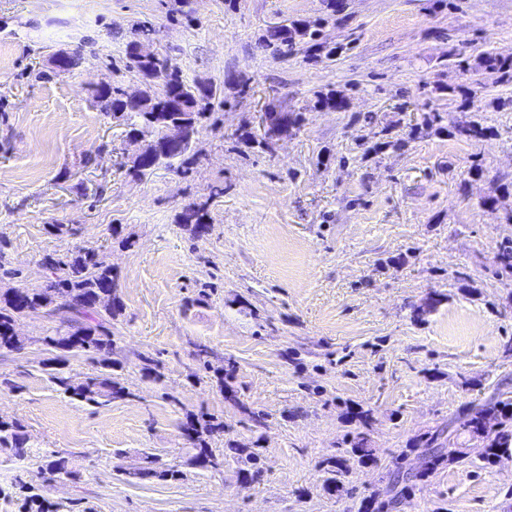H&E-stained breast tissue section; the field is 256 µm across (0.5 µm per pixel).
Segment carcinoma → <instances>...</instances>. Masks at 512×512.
I'll return each instance as SVG.
<instances>
[{
    "mask_svg": "<svg viewBox=\"0 0 512 512\" xmlns=\"http://www.w3.org/2000/svg\"><path fill=\"white\" fill-rule=\"evenodd\" d=\"M330 10L327 17L313 23L282 24L271 26L259 38L261 47L286 60L298 55H307L324 48L320 34L329 22L344 24V19L336 17L339 12L336 0H328ZM165 56L160 54L153 60L140 61L126 52L125 69L137 73L148 69L158 73L161 80L160 92L132 106L124 97L119 86H109L106 90L91 92L92 104L105 117L126 128V132H154L161 128L163 120L170 124H187L199 131L203 122L210 118L217 99L214 85L200 87L189 82L181 73L164 72ZM475 63L491 72L500 74L505 81L512 80V55L504 56L487 51L475 59ZM448 92V96L461 98L458 109L463 117L455 126V133L467 141H482L493 136L492 128L485 125L472 111L476 92L459 86L445 90L441 87L434 92ZM404 139L393 136V128L381 129V140L368 148L377 154L388 147H400ZM196 158L190 151H163L155 159L144 165V169H126V175L141 180L154 170L164 167L168 170L186 173L188 166ZM179 223L189 228L194 239H201L211 230L210 217L206 208L189 204L178 216ZM48 269V280L43 285L19 283L13 288L0 292V350L21 351L23 347L15 331V322L20 318H53L66 316V326L45 331L46 346L56 352L50 359L52 382L65 394L86 403L100 404L122 398L125 388L114 380L112 351L116 340L112 331V320L123 309L116 294L115 276L112 265L103 252L92 247L78 248L70 253L57 255L49 253L42 259ZM492 263L494 274L512 279V239L500 242L494 252ZM83 355L96 365V371L82 386L69 384L68 377L61 371L71 356ZM351 420L356 424L354 431L342 439L344 448L340 455L326 462L330 477L324 480V489L334 495L343 489L341 477L349 471V463L360 466L376 463L377 449L370 439L374 423L373 410L358 406L350 411ZM450 432L443 428L427 430L414 435L408 450L394 457V469L386 474L384 492L374 491L362 503L361 512H391V505L399 496L414 491V488L440 467L466 466L477 459L492 465L502 456H512V395L497 393L484 403L462 414L449 424ZM224 429V421L208 414H190L183 431L194 450L195 464L204 469L224 468L227 455H232L239 464L238 473L244 478L254 475L259 453L254 448L232 446L218 453L209 447L206 436ZM478 438L482 446L472 448L469 442ZM0 449L25 462L31 459V449L27 446L24 426L17 420H0ZM422 451V465L410 474L403 470V461L408 453ZM151 456L142 458L135 466L141 479L157 477L175 479L180 471L175 469L157 470ZM16 495L20 501V512H58L53 504L43 501L23 482L16 484Z\"/></svg>",
    "mask_w": 512,
    "mask_h": 512,
    "instance_id": "obj_1",
    "label": "carcinoma"
}]
</instances>
